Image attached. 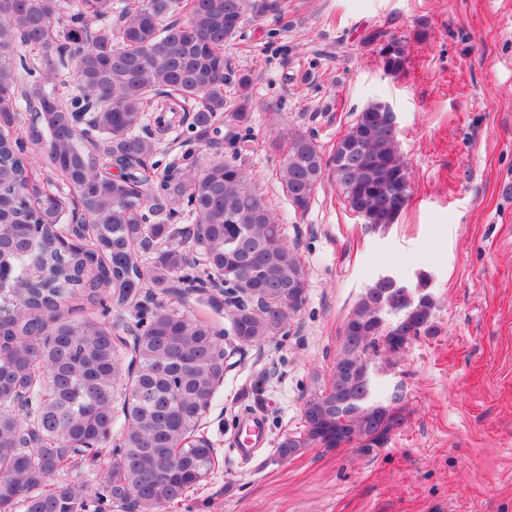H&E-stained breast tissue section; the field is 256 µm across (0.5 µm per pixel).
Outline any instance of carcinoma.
I'll return each instance as SVG.
<instances>
[{"instance_id":"cac0c4a2","label":"carcinoma","mask_w":512,"mask_h":512,"mask_svg":"<svg viewBox=\"0 0 512 512\" xmlns=\"http://www.w3.org/2000/svg\"><path fill=\"white\" fill-rule=\"evenodd\" d=\"M280 11L281 0H0V240L14 243L0 253V512H161L211 473L215 449L198 430L224 379L220 333L165 298L190 292L218 303L224 278L241 285L247 296L229 332L241 347L281 333L306 301L296 248L237 160L252 122L250 74L235 77L238 97L224 96V48L247 21ZM20 45L37 48L40 63L16 58ZM380 55L388 72L405 66L395 38ZM70 60L79 93L63 98L57 71ZM21 112L36 116L23 132ZM171 114L188 141L216 148L225 139L232 153L201 162L183 152L158 169L151 158ZM26 141L69 193L34 186ZM270 147L296 213L327 176L372 229L396 223L408 205L410 196L393 194L410 183L408 164L376 102L328 154L303 131ZM105 165L121 173L106 176ZM181 216L189 224L177 228ZM428 288L424 273L407 290L379 280L366 288L329 379H313L279 459L345 437L370 455L403 427L402 408L365 397V369L371 355L396 357L434 331ZM131 297L145 303L135 305L130 344L112 335L106 313L76 319L68 308ZM88 461L102 472L96 492L81 477Z\"/></svg>"}]
</instances>
